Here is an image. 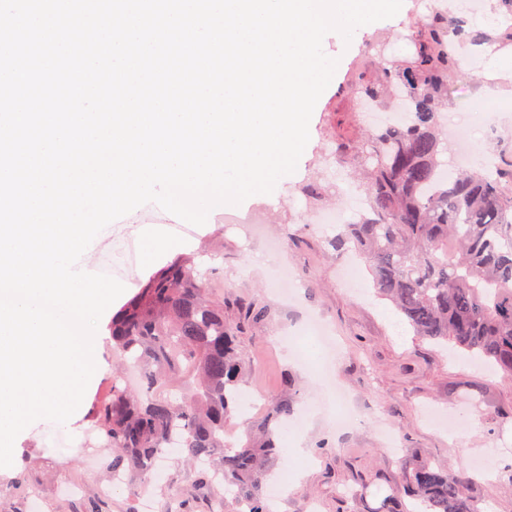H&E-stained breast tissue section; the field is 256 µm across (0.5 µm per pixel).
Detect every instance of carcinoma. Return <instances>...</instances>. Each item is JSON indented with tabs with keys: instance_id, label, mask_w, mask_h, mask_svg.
Returning <instances> with one entry per match:
<instances>
[{
	"instance_id": "cac0c4a2",
	"label": "carcinoma",
	"mask_w": 512,
	"mask_h": 512,
	"mask_svg": "<svg viewBox=\"0 0 512 512\" xmlns=\"http://www.w3.org/2000/svg\"><path fill=\"white\" fill-rule=\"evenodd\" d=\"M417 26L413 57L352 76L380 106L393 107L401 94L408 120L369 134L355 149L350 167L366 172L368 208L332 245L364 259L378 293L416 336L450 343L511 376L512 160L492 175L450 178L439 154L441 108L457 74L448 41L508 44L512 23L494 35L467 30L442 8ZM109 332L112 352L144 367L140 391L114 374L87 414L112 447V477L137 488L172 444L186 462L215 468L249 512H268L263 482L286 452L277 432L294 411L296 391L285 380L258 433L242 441L228 430L247 364L224 319V294L195 274L193 258L178 257L156 272L112 315ZM469 485L430 462L409 461L400 488L376 512H392L401 490L425 512H479Z\"/></svg>"
}]
</instances>
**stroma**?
Segmentation results:
<instances>
[{"label": "stroma", "mask_w": 512, "mask_h": 512, "mask_svg": "<svg viewBox=\"0 0 512 512\" xmlns=\"http://www.w3.org/2000/svg\"><path fill=\"white\" fill-rule=\"evenodd\" d=\"M427 2L411 0L401 20L379 22L355 43L333 33L324 37V53L338 59L339 66L316 103L310 139L295 172L280 178L263 200L241 206V213L258 218V225L222 220L214 210L204 225L177 234L157 214L149 224L115 220L92 245L119 264L127 241L142 237L149 227L162 229L172 244L144 260L137 285H126L119 303L174 258L191 255L198 271L212 277L215 290L227 297L229 321H237L241 307H266V320L245 326L239 335L250 367L240 386L241 406L228 427L240 434L246 422L260 421L266 401L280 394L283 376H290L299 400L288 433L303 439L308 454L302 461L275 462L274 478L286 486L271 500L272 512H375L399 482L405 461H429L448 474L468 475L477 458L495 471L491 479L475 475L470 488L480 512H512V376L414 336L394 307L377 297L365 266H358L354 282L344 285L338 269L346 257L327 244L340 227L321 231L314 222L322 207H342L357 192L348 168L335 158L339 146L355 145L367 128L359 106L362 92L349 80V71L372 72L411 57ZM483 70L478 63L458 74L443 113L462 116L487 158L507 157L512 155V110L498 113L496 131L488 132ZM314 178L326 189V201L304 196L303 185ZM311 315L327 324L339 348L326 376L319 371L317 352H310L304 364L288 354V338L302 337ZM111 317L107 311L99 320L96 371L73 419L65 425L39 420L21 432L16 466L26 469L27 485L0 497V512H80L82 500L97 496L112 450L100 436L90 448L81 442L90 435L89 405L112 372ZM332 384L348 395L343 409L322 401ZM388 430L398 436L402 456L389 452ZM157 470L158 477L137 491H114L107 512H144L147 501L154 512H170L174 494L191 512H215L212 490L201 486L199 470L180 454L159 461ZM345 486L354 488L353 496L342 495Z\"/></svg>", "instance_id": "35a3bbf8"}]
</instances>
